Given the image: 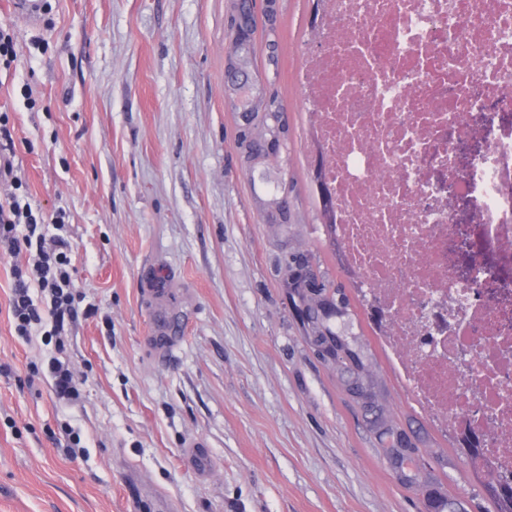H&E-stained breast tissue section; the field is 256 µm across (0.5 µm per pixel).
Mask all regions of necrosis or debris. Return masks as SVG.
I'll use <instances>...</instances> for the list:
<instances>
[{"label":"necrosis or debris","instance_id":"necrosis-or-debris-1","mask_svg":"<svg viewBox=\"0 0 512 512\" xmlns=\"http://www.w3.org/2000/svg\"><path fill=\"white\" fill-rule=\"evenodd\" d=\"M313 32L300 80L346 268L416 404L512 483V307L482 256L467 277L448 259L462 208L512 255V132L476 120L512 113V0H320Z\"/></svg>","mask_w":512,"mask_h":512}]
</instances>
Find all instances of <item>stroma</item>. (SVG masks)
Returning <instances> with one entry per match:
<instances>
[{
    "instance_id": "1",
    "label": "stroma",
    "mask_w": 512,
    "mask_h": 512,
    "mask_svg": "<svg viewBox=\"0 0 512 512\" xmlns=\"http://www.w3.org/2000/svg\"><path fill=\"white\" fill-rule=\"evenodd\" d=\"M234 2L52 0L50 22L31 24L0 0L15 177L48 238L70 244L81 311L61 335L46 320L19 338L0 258V512H496L487 476L408 397L328 236L297 79L319 47L312 0H278L271 21L254 2L251 75L287 119L266 180L224 93ZM283 191L290 221L275 224L263 201ZM298 257L330 283L343 311L329 325L352 357L323 354L286 288ZM152 287L166 291V344ZM54 356L77 399L55 398ZM365 375L361 396L350 381ZM196 441L204 475L184 460Z\"/></svg>"
}]
</instances>
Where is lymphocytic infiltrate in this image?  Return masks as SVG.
<instances>
[{
  "mask_svg": "<svg viewBox=\"0 0 512 512\" xmlns=\"http://www.w3.org/2000/svg\"><path fill=\"white\" fill-rule=\"evenodd\" d=\"M45 219L33 211L27 197L13 194L0 202V248L6 253L19 255L26 252L33 256L29 266L13 265V287L10 298V315L17 336L25 338L32 325L51 318L54 329L64 327L65 320L77 318L78 310L71 292L72 279L65 240H57V248H45ZM39 288L48 299L46 306H37L30 294Z\"/></svg>",
  "mask_w": 512,
  "mask_h": 512,
  "instance_id": "1",
  "label": "lymphocytic infiltrate"
}]
</instances>
